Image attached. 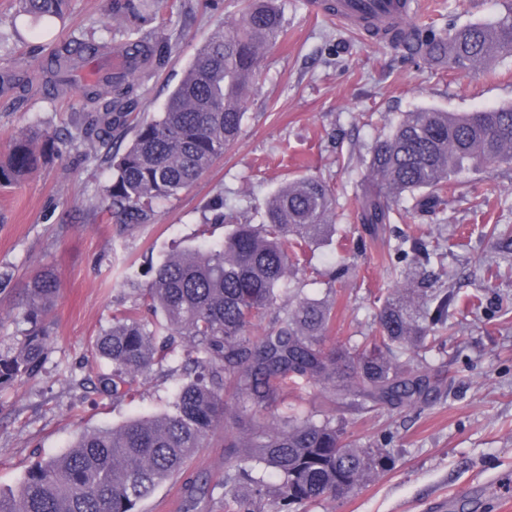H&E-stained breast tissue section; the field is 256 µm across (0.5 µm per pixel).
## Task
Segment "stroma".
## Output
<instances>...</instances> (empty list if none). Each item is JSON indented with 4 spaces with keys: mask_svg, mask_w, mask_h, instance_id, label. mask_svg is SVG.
I'll return each instance as SVG.
<instances>
[{
    "mask_svg": "<svg viewBox=\"0 0 512 512\" xmlns=\"http://www.w3.org/2000/svg\"><path fill=\"white\" fill-rule=\"evenodd\" d=\"M412 2L408 21L423 32L491 22L512 5ZM189 3V14L163 22L160 32L173 52L164 68L145 77L137 116L160 112L198 48L241 7V0H224L209 12L205 0ZM278 4L288 34L261 62L237 140L179 198L160 203L154 223L129 229L95 209L111 172L104 155L86 156L78 139V93L44 89L53 42L91 33L111 37V0H69L65 24L48 38L17 17L15 0H0V75L24 80L20 88L0 86V148L29 130L55 134L59 148L24 183L0 187V274L9 277L0 289V353L18 346L17 317L31 278L49 266L60 281L47 316L54 339L47 361L35 377L0 388V491L16 489L36 461L63 453L82 431L169 411L184 374L183 344L139 377L134 394L113 395L98 382L112 367L94 360L93 342L114 315L136 303L124 277L173 251L223 241L224 227L202 219L216 197L241 223L258 224L279 185L308 173L335 189L336 230L306 247L279 308L300 297L334 300L330 343L364 341L397 288L393 246L405 235L444 245L439 258L415 272L425 291H452L472 306L453 313L457 328L427 353L424 366L435 389L414 404L362 411L327 402L320 389L303 383L289 392L287 403L342 421L346 441L387 451L356 492L299 512H440L442 501L451 503L450 512H512V309L498 306L512 294V278L484 274L498 257L487 225L512 224V168L473 166L445 211L430 215L406 203L395 223L375 232L363 225L358 204L370 152L402 113L512 104V57L487 74L454 69L343 26L315 11L312 0ZM225 455L219 430L142 512H224Z\"/></svg>",
    "mask_w": 512,
    "mask_h": 512,
    "instance_id": "stroma-1",
    "label": "stroma"
}]
</instances>
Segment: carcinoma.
Segmentation results:
<instances>
[{"label": "carcinoma", "mask_w": 512, "mask_h": 512, "mask_svg": "<svg viewBox=\"0 0 512 512\" xmlns=\"http://www.w3.org/2000/svg\"><path fill=\"white\" fill-rule=\"evenodd\" d=\"M17 11L44 30L64 19L68 0H15ZM186 8V0H112V16L163 20ZM286 36L277 0H244L237 19L204 43L171 91L161 112L131 118L142 79L163 68L171 44L155 31L120 33L59 44L46 70L58 93L73 86L75 73L93 56H112L119 66L78 87L87 111L79 117L89 151L133 131L129 144L107 156L112 178L96 208L133 228L155 221L160 202L194 184L241 130L249 92L261 59ZM410 50L453 68L478 71L512 57V9L488 24L416 33ZM58 151L38 131L14 137L0 152V186L36 173ZM484 162L512 167V104L452 113L424 107L401 115L370 156L368 186L361 199L362 223L389 224L404 196L412 208L440 212L451 178ZM336 198L317 176L281 185L265 204L261 224H239L224 211V198L207 206L204 223L225 225L219 245L177 251L149 268L148 280L129 276L124 287L138 306L112 319L95 341L99 357L112 364L105 391H129L134 381L166 359L177 339L191 356L174 393L172 411L133 418L119 426L82 432L66 452L35 462L17 492H0V512H139L140 505L178 476L205 440L224 427V447L235 458L225 466V512H296L324 496L353 493L377 470L380 449L344 440L336 419L313 414L267 418L290 384L303 381L338 402L398 408L430 390L429 376L405 356L422 357L452 328V291L422 306L398 294L377 315L371 338L325 351L334 305L300 298L285 313L275 311L281 285L297 264L298 250L330 234ZM491 234L512 272V229ZM401 257L413 253L430 263L436 249L423 238L403 239ZM59 291L55 271L44 268L26 288L18 323L22 341L0 353V386L36 375L51 347L45 323ZM155 315L148 319L140 308ZM274 313L268 328L255 322Z\"/></svg>", "instance_id": "carcinoma-1"}]
</instances>
